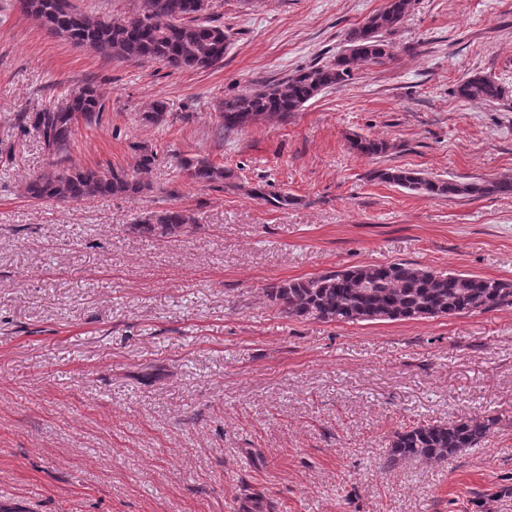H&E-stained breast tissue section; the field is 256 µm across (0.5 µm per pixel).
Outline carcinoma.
<instances>
[{
  "label": "carcinoma",
  "mask_w": 512,
  "mask_h": 512,
  "mask_svg": "<svg viewBox=\"0 0 512 512\" xmlns=\"http://www.w3.org/2000/svg\"><path fill=\"white\" fill-rule=\"evenodd\" d=\"M25 14L36 17L46 31L76 47L134 63H158L171 70L215 68L224 61L230 34L221 25L201 20L206 0H144L141 13L119 22L95 19L80 12L72 0H18ZM412 0H386L346 36V46L324 63L297 70L288 78L245 90L224 99L221 117L226 130H240L264 117L286 118L323 90L342 86L361 68L382 66L393 59L389 36L400 28ZM464 100L495 101L505 88L474 74L455 89ZM105 104L89 86L71 90L65 102L26 116L51 158L48 169L32 176L25 192L35 202L69 203L96 197L140 196L150 186L123 168L98 169L63 164L78 120L102 119ZM352 148L365 156L388 152L381 140L357 137ZM179 172L187 181L222 189L229 175L206 159H183ZM374 178L427 198L468 196L474 199L511 195L512 179L461 182L405 168H386ZM196 225L190 212L172 207L154 211L131 230L147 238H177ZM269 301L289 317L354 324L366 321L427 319L512 307V283L473 273L436 271L410 262L351 266L305 280H289L267 288ZM498 424L490 416L461 417L450 422L419 423L394 435L385 466L400 460L425 463L448 460L479 445Z\"/></svg>",
  "instance_id": "cac0c4a2"
}]
</instances>
